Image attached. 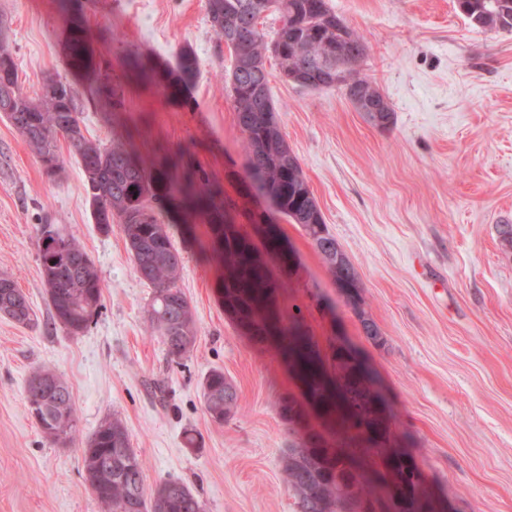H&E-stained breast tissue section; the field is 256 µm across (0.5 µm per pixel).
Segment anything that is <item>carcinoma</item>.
Segmentation results:
<instances>
[{"mask_svg":"<svg viewBox=\"0 0 512 512\" xmlns=\"http://www.w3.org/2000/svg\"><path fill=\"white\" fill-rule=\"evenodd\" d=\"M60 2L65 12V63L73 74L89 76V83L80 89L50 76L45 84L56 88L55 96H27L19 85L9 35L1 31L0 82L13 86L7 118L40 162H53L51 178L64 171L59 142L63 139L68 143L83 171V189L94 223L118 224L135 273L153 288L149 326L165 345L169 362L180 364L197 338L194 309L177 285L183 257L172 240V223L176 221L186 224L201 254L216 263L218 290L234 308L236 325L253 329L250 341L262 343L257 309L281 287L280 281L246 232L224 231L228 217L224 188L194 162L189 151L168 149L147 162L120 140L106 147L85 135L83 103L105 99L116 109L123 105V90L99 72L94 61L96 36L91 28L82 19L71 21L81 12L73 7L76 0ZM457 7L476 27L512 31V6L506 16L488 0H457ZM206 11L233 58L227 76L228 96L243 138L249 190L278 200L279 213L301 226L335 278L336 265L323 243L334 248L337 241L328 233L299 160L280 128L278 109L270 95L266 52L275 53L285 73L291 67L306 71L309 78L302 88L330 89L336 87L331 72L336 67V45L346 51L345 60L361 59L366 52L363 37L333 10L329 0H206ZM270 13L280 16L281 26L269 46L258 25ZM129 67L174 96L182 94L199 74L197 57L189 48L180 50L173 69L147 70L136 59ZM193 216L204 218L207 236L195 235V226L188 223ZM39 258L50 324H59L73 335L81 334L102 307L103 286L94 260L72 235L68 236L66 259L56 260L42 253ZM348 303L364 324L377 327L361 307L359 288L352 289ZM2 310L9 311L10 320L18 324L37 325L28 296L5 274L0 275ZM280 318L284 333L279 336V353L291 370L300 373L307 392L319 397V413L330 429L324 446H310L302 436L306 414L299 402L291 396L279 401V415L288 425L289 436L280 469L296 512H341L336 490L355 480L346 464L368 459L375 465V483L359 485L365 496L374 498L392 488L400 498L398 512H413L418 500L431 501L424 482L391 447V425L380 419L370 372L353 365L340 345L330 346L327 357H321L317 344L295 317L282 312ZM202 389L205 410L212 421L222 424L237 411V389L224 371L210 370ZM26 393L29 405L46 409L40 413L43 434L55 442L73 438L76 426L60 435L47 424L46 415L61 410L71 421L77 420L69 386L61 375L50 369L33 372ZM108 454L112 455V469L97 467L96 460ZM81 455L83 470L90 471L103 512H203L199 498L179 480L168 479L146 490L143 460L131 447L127 428L117 417L99 426Z\"/></svg>","mask_w":512,"mask_h":512,"instance_id":"1","label":"carcinoma"}]
</instances>
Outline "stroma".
Listing matches in <instances>:
<instances>
[{
  "label": "stroma",
  "mask_w": 512,
  "mask_h": 512,
  "mask_svg": "<svg viewBox=\"0 0 512 512\" xmlns=\"http://www.w3.org/2000/svg\"><path fill=\"white\" fill-rule=\"evenodd\" d=\"M361 34L359 73L395 111L380 130L342 90L311 91L281 77L268 58L282 132L298 157L330 233L358 273L383 345L362 333L300 225L246 189L242 136L225 88L232 59L205 0H83L97 36L95 61L124 88L107 111L85 104V133L103 145L131 132L143 157L189 149L223 185L237 223L276 224L293 252L289 273L270 259L279 301L321 350L351 344L385 396L399 447L428 490L453 512H512V31L474 27L455 0H330ZM21 88L69 78L64 17L54 0H0ZM199 62L194 84L170 97L126 69L136 59L175 68L182 47ZM49 178L0 113V274L11 275L37 316L34 327L0 317V512H101L83 477L81 450L99 425L120 418L145 462L144 483L177 478L204 512H295L280 456L288 427L279 399L298 394L271 345L251 343L224 312L215 266L184 248L178 285L198 329L181 364L168 363L146 314L120 229L102 233L68 146ZM74 235L94 259L103 308L79 335L47 325L37 240L42 224ZM47 367L62 375L77 409L73 440L46 439L28 413L26 384ZM213 369L235 385L239 408L211 421L201 382Z\"/></svg>",
  "instance_id": "obj_1"
}]
</instances>
